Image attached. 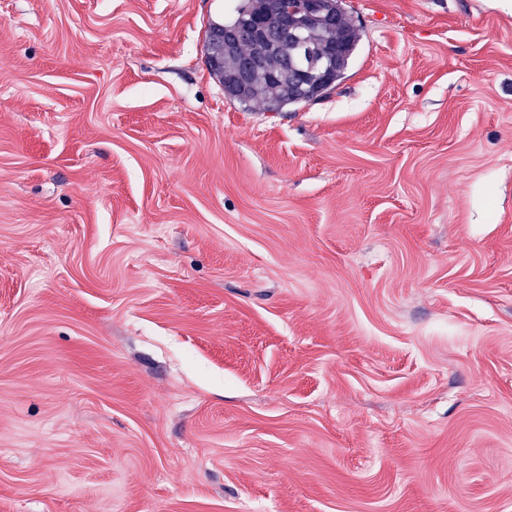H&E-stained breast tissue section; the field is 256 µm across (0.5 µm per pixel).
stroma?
<instances>
[{
	"label": "stroma",
	"mask_w": 512,
	"mask_h": 512,
	"mask_svg": "<svg viewBox=\"0 0 512 512\" xmlns=\"http://www.w3.org/2000/svg\"><path fill=\"white\" fill-rule=\"evenodd\" d=\"M233 6L0 0V512H512V10L267 112Z\"/></svg>",
	"instance_id": "35a3bbf8"
}]
</instances>
